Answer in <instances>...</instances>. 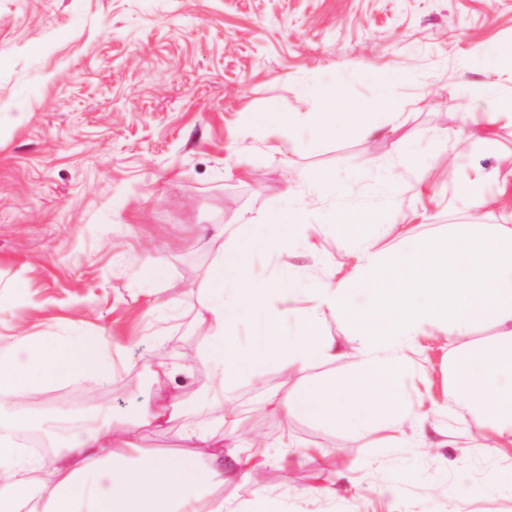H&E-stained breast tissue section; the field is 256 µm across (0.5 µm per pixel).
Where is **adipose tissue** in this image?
Segmentation results:
<instances>
[{"mask_svg": "<svg viewBox=\"0 0 512 512\" xmlns=\"http://www.w3.org/2000/svg\"><path fill=\"white\" fill-rule=\"evenodd\" d=\"M360 247L355 274L316 289L310 306L299 311L302 331L291 337L281 334L280 307L295 304V297L274 283L255 284L243 256L235 255L232 297L215 295L198 315L208 343L197 367L208 370L220 390L246 360L257 370L275 361L296 374L335 360V344L318 336L316 325L324 310L345 308L349 295L365 291L370 301L362 313V369L307 390L270 394L265 404L271 413L310 414L351 430L378 418L402 424L407 410L393 392V379L403 362V341L428 322L465 336L475 322L488 320L499 340L453 355L454 389L475 408L478 427L512 437V226H457L450 235L423 238L412 252L380 253L365 236ZM232 304L266 311L260 352L237 348L226 317ZM44 368L34 343L18 335L14 348L0 354V396L41 393ZM29 428L26 415L0 417V512H243L221 494L224 468L218 464L143 453L126 466L127 442L108 415L43 457L24 455L15 441Z\"/></svg>", "mask_w": 512, "mask_h": 512, "instance_id": "1", "label": "adipose tissue"}]
</instances>
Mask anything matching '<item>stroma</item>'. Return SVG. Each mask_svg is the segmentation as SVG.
<instances>
[{"label":"stroma","mask_w":512,"mask_h":512,"mask_svg":"<svg viewBox=\"0 0 512 512\" xmlns=\"http://www.w3.org/2000/svg\"><path fill=\"white\" fill-rule=\"evenodd\" d=\"M510 50L512 0H0V351L22 333L46 360L39 402L13 396L14 411L61 423L91 400L119 422L156 400L148 362L194 361L207 342L196 317L230 285L225 236L256 282L309 288L351 275L359 233L386 252L503 223L512 122L497 101L512 67L487 58ZM334 93L365 131L320 130ZM477 173L479 207L462 188ZM287 210L311 239L266 249L259 222ZM366 302L324 312L316 331L340 354L305 374L245 363L220 398L207 370L176 377L179 416L136 429L134 447L207 459L182 427L230 400L237 428L268 441L258 480L224 472L245 512H512V438L474 439L448 375L450 349L491 342L490 323L411 337L394 386L414 412L403 428L262 409L272 391L361 369L349 311ZM100 334L103 373H83L78 345Z\"/></svg>","instance_id":"1"}]
</instances>
